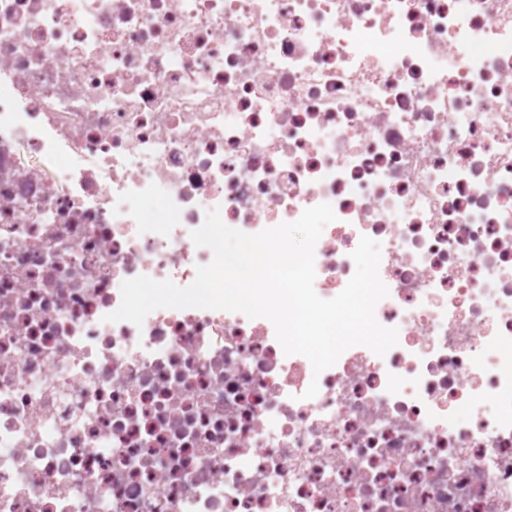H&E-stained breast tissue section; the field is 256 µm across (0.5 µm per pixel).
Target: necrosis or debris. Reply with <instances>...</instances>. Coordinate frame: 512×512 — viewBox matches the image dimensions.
<instances>
[{"instance_id": "obj_1", "label": "necrosis or debris", "mask_w": 512, "mask_h": 512, "mask_svg": "<svg viewBox=\"0 0 512 512\" xmlns=\"http://www.w3.org/2000/svg\"><path fill=\"white\" fill-rule=\"evenodd\" d=\"M0 84V512H512V0H0ZM321 203L384 356L106 321Z\"/></svg>"}]
</instances>
